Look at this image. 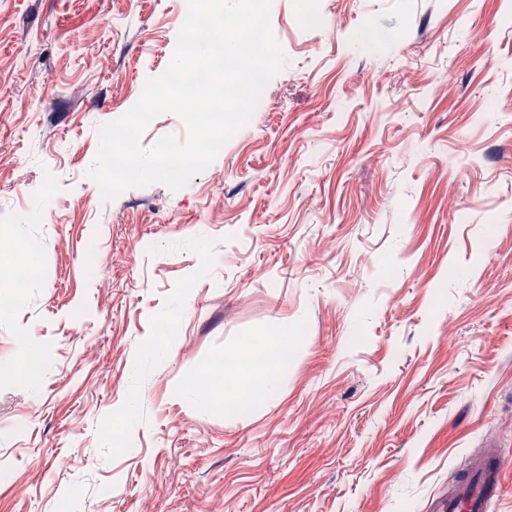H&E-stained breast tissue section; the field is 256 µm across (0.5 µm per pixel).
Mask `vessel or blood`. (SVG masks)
<instances>
[{"label": "vessel or blood", "instance_id": "b4317fda", "mask_svg": "<svg viewBox=\"0 0 512 512\" xmlns=\"http://www.w3.org/2000/svg\"><path fill=\"white\" fill-rule=\"evenodd\" d=\"M504 471L501 452L495 449L485 452L452 488L440 490L428 498L426 512H489Z\"/></svg>", "mask_w": 512, "mask_h": 512}]
</instances>
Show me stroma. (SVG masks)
<instances>
[{
  "label": "stroma",
  "instance_id": "obj_1",
  "mask_svg": "<svg viewBox=\"0 0 512 512\" xmlns=\"http://www.w3.org/2000/svg\"><path fill=\"white\" fill-rule=\"evenodd\" d=\"M183 22L0 0V243L38 262L0 317V512H424L491 436L512 512V0H324L311 30L276 0L249 122L184 187L103 203L96 130ZM367 23L401 38L357 51ZM286 328L277 399L184 400Z\"/></svg>",
  "mask_w": 512,
  "mask_h": 512
}]
</instances>
